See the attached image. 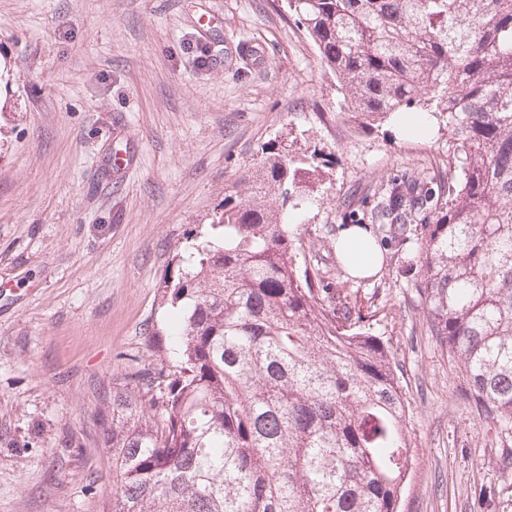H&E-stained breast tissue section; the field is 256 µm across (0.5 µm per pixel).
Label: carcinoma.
<instances>
[{"label":"carcinoma","instance_id":"cac0c4a2","mask_svg":"<svg viewBox=\"0 0 512 512\" xmlns=\"http://www.w3.org/2000/svg\"><path fill=\"white\" fill-rule=\"evenodd\" d=\"M347 109L446 115L460 177L387 181L373 233L422 223L414 286L478 414L512 429V0H289ZM318 151L262 147L159 285L172 309L98 398L106 512H398L409 408L357 302L296 266Z\"/></svg>","mask_w":512,"mask_h":512}]
</instances>
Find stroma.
Wrapping results in <instances>:
<instances>
[{
    "label": "stroma",
    "instance_id": "1",
    "mask_svg": "<svg viewBox=\"0 0 512 512\" xmlns=\"http://www.w3.org/2000/svg\"><path fill=\"white\" fill-rule=\"evenodd\" d=\"M282 140L329 174L293 227L297 263L356 292L406 395L400 512H512V433L426 329L421 225L367 278L336 252L390 177H458L448 132L361 125L288 0H0V512H104L97 390L168 322L158 286L188 234Z\"/></svg>",
    "mask_w": 512,
    "mask_h": 512
}]
</instances>
